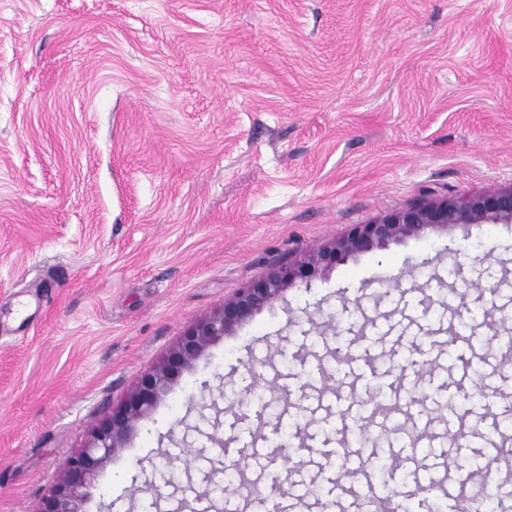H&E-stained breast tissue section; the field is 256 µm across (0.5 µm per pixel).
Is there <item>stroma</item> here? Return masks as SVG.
<instances>
[{
    "instance_id": "stroma-1",
    "label": "stroma",
    "mask_w": 512,
    "mask_h": 512,
    "mask_svg": "<svg viewBox=\"0 0 512 512\" xmlns=\"http://www.w3.org/2000/svg\"><path fill=\"white\" fill-rule=\"evenodd\" d=\"M512 186V0H0V512L63 464L193 323L251 281L420 202ZM481 312L461 357L448 326ZM512 224L349 257L211 344L88 490L146 512L254 475L251 431L319 481L359 400L433 427L474 484L512 403ZM335 389L321 404L323 390ZM366 473L412 502L402 448Z\"/></svg>"
}]
</instances>
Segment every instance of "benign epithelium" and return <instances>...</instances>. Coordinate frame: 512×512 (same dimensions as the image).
<instances>
[{
  "instance_id": "benign-epithelium-1",
  "label": "benign epithelium",
  "mask_w": 512,
  "mask_h": 512,
  "mask_svg": "<svg viewBox=\"0 0 512 512\" xmlns=\"http://www.w3.org/2000/svg\"><path fill=\"white\" fill-rule=\"evenodd\" d=\"M466 224H512V187L469 196L448 195L396 211L368 224H354L341 237L303 259L249 283L224 307L183 333L163 362L141 376L136 387L95 429L87 446L70 456L60 482L41 512H86L87 489L122 447L137 422L213 342L260 312L299 282L323 274L353 255L406 237L428 238Z\"/></svg>"
}]
</instances>
